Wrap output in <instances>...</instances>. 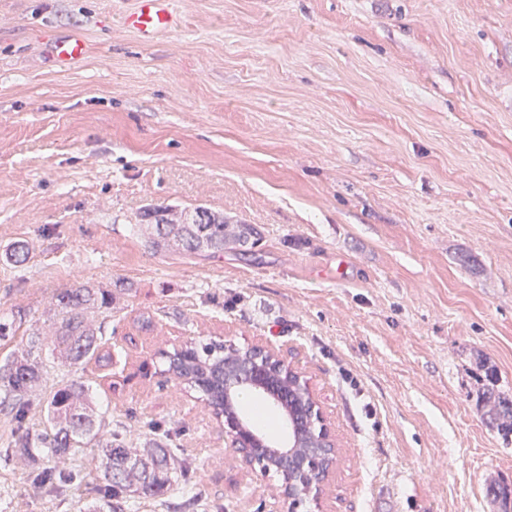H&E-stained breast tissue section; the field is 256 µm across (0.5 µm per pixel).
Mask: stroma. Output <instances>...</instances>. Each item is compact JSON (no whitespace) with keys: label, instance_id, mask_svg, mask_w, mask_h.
Wrapping results in <instances>:
<instances>
[{"label":"stroma","instance_id":"stroma-1","mask_svg":"<svg viewBox=\"0 0 512 512\" xmlns=\"http://www.w3.org/2000/svg\"><path fill=\"white\" fill-rule=\"evenodd\" d=\"M136 0H0V362L26 347L58 290H111L120 352L47 365L91 381L125 442L147 421L189 482L123 512H288L246 470L199 393L160 374L182 341L266 339L299 367L341 447L323 512H500L512 434L482 394L512 397V0H171L153 41ZM82 36L56 67L46 44ZM202 207L259 227L203 259L132 231L149 206ZM29 242L20 267L5 250ZM348 264L343 281L326 268ZM0 512H80L104 484L96 447L65 495L33 489L8 454ZM124 24L143 37L168 30L175 24L168 0H137L135 8L125 15Z\"/></svg>","mask_w":512,"mask_h":512}]
</instances>
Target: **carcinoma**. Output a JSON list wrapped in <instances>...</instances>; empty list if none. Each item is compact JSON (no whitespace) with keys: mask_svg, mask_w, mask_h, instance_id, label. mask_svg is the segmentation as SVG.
<instances>
[{"mask_svg":"<svg viewBox=\"0 0 512 512\" xmlns=\"http://www.w3.org/2000/svg\"><path fill=\"white\" fill-rule=\"evenodd\" d=\"M154 251L182 247L187 252L210 256L224 251V246H253L261 232L251 224H226L205 208L198 207L188 216L170 207H152L141 215L136 225ZM112 291L80 284L56 292L49 301L53 321L49 330L29 334L27 350L0 365V389L8 399L7 408L18 425L26 421L31 397L40 395L44 382L43 361L39 352L48 348L50 355L69 365L89 360L109 362L110 352L103 349V320L112 309ZM237 356L225 351L224 343L211 341L178 351L160 352L164 366L161 373L192 384H206L205 400L215 416L224 415V374ZM283 386L297 402L296 429L307 442L314 443L312 429L303 410V394L294 379L285 376ZM92 386L87 381L71 380L43 397L45 434L41 440L47 454L55 460L52 467L37 469L30 483L37 489L81 484V470L67 467L71 449L94 443L104 463L106 485L102 503L88 512H121L124 495L142 498L164 494L178 480L186 465L175 451L158 440L146 448H130L112 431L95 409ZM490 419L501 431L512 433V400L492 392L485 395Z\"/></svg>","mask_w":512,"mask_h":512,"instance_id":"1","label":"carcinoma"}]
</instances>
